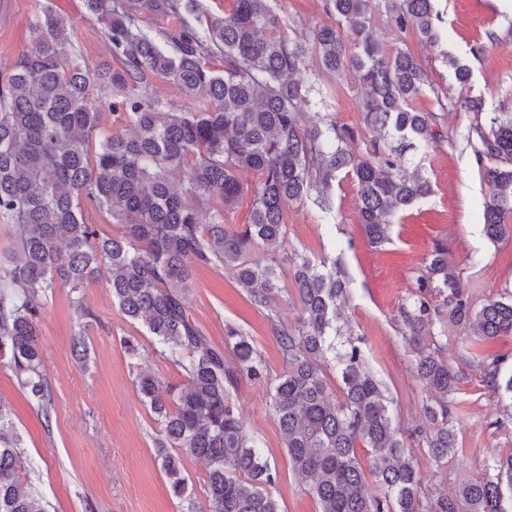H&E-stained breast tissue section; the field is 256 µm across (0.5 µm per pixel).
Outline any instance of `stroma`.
I'll list each match as a JSON object with an SVG mask.
<instances>
[{"label": "stroma", "instance_id": "stroma-1", "mask_svg": "<svg viewBox=\"0 0 512 512\" xmlns=\"http://www.w3.org/2000/svg\"><path fill=\"white\" fill-rule=\"evenodd\" d=\"M73 22L75 50L92 63L111 62L100 25L89 19L84 0H49ZM289 37L310 36L336 19L325 0H272ZM37 0H0V64L30 44ZM446 38L418 42L391 25L384 0L369 11L375 36L385 45H407L422 63L433 87L417 101L423 112L437 111V96L448 99L442 119L444 142L429 147L423 160L433 192L409 210L391 230V239L371 247L359 221L357 188L345 180L331 193L332 211L321 215L312 201L287 205L288 243L279 254L281 288L268 307L253 306L232 271L195 268L189 313L216 346L227 325L241 328L264 360L262 379L243 380L234 393L248 432L261 444L275 475L270 491L281 512H317L293 470L283 437L267 402L269 388L285 372L278 331L295 326L300 304L288 274L294 253L313 259L340 258L348 277L345 313L355 335L366 343L369 365L382 382L410 460L424 486L452 491L455 484L482 476L492 459L512 455V397L483 386L468 327H448V361L464 378L455 393L457 452L444 467L420 449L415 435L425 421L426 393L414 373V356L402 336L399 307L435 246L448 251V263L474 306L512 293V239L489 241L482 213L490 190L480 173V142L474 129L497 112L512 113V0H437ZM454 55L470 68L467 84L456 82L444 61ZM335 92L326 110L338 124L362 130L358 76L342 67L332 78ZM479 97L482 112L463 101ZM83 328L86 359L72 356L70 339ZM42 362L52 390L49 414H42L20 386L7 361L0 360V404L10 412L30 463L29 476L45 512H186L174 498L154 448L159 430L149 405L136 388L141 369L177 382L181 370L158 352L146 327L124 316L112 299L107 269L79 290L60 288L46 302L39 324ZM137 341L138 355L124 347Z\"/></svg>", "mask_w": 512, "mask_h": 512}]
</instances>
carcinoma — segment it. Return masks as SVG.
Wrapping results in <instances>:
<instances>
[{"label":"carcinoma","instance_id":"cac0c4a2","mask_svg":"<svg viewBox=\"0 0 512 512\" xmlns=\"http://www.w3.org/2000/svg\"><path fill=\"white\" fill-rule=\"evenodd\" d=\"M436 0H385L394 28L424 42L441 37ZM370 0H326L348 36L323 26L312 41L283 36L270 0H234L225 15H200L198 0H85L101 25L112 63L92 67L72 44L70 19L40 7L32 45L0 70V227L16 245L0 263V358L50 418V389L42 370L39 321L58 288L78 289L107 267L112 297L123 314L145 325L161 354L183 372L171 383L142 372L136 387L156 416L157 456L172 495L187 512H280L269 487L267 458L247 432L234 391L243 378L260 379L261 356L240 329H225L214 346L191 317L193 269L222 265L257 307L279 290V253L287 242L286 205L316 194L328 210L333 184L358 189L360 223L369 243L389 240L396 217L432 192L430 180L405 156L443 138L439 114L419 112L414 100L430 86L408 48H388L369 26ZM178 26L163 40L144 29L150 18ZM318 53L325 71L353 67L364 90L363 147L358 132L329 112L302 123V105H324L322 90L303 76ZM220 57L224 67L212 66ZM177 86L185 111L171 112L152 96L154 80ZM106 96L93 103L89 86ZM115 116L112 133L101 115ZM481 155L494 160L482 178L492 188L483 232L492 242L512 238V113L477 126ZM255 179L245 184L246 176ZM253 189L245 224L224 223ZM224 211L201 223L213 199ZM107 212L122 232L98 233L82 205ZM265 248L267 264L250 260ZM290 277L301 304L297 325L280 331L287 369L270 391L293 469L318 512H512V457L455 485L451 493L423 489L388 397L366 360L365 342L342 320L348 292L336 260L295 254ZM403 336L415 355L417 378L429 394L431 426L421 442L437 464L455 452L454 400L461 374L444 357L435 333L443 323L465 325L477 347L512 336V297L474 307L448 267L444 249L400 306ZM341 396L330 398L329 371ZM504 361L481 362L485 386L512 393ZM368 449L364 466L357 448ZM206 462L207 503L196 506L181 454ZM24 466L9 410L0 404V512H44ZM373 477L381 493L368 490Z\"/></svg>","mask_w":512,"mask_h":512}]
</instances>
